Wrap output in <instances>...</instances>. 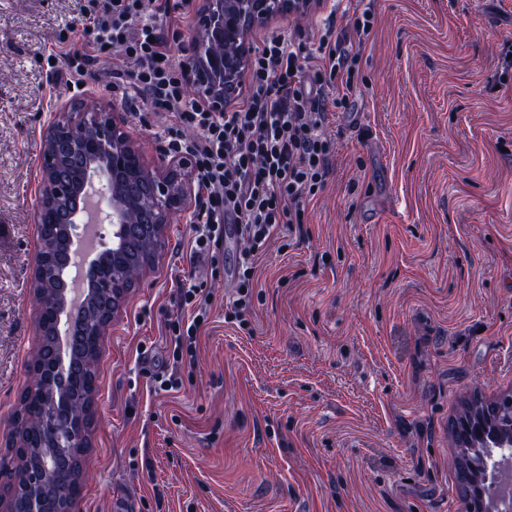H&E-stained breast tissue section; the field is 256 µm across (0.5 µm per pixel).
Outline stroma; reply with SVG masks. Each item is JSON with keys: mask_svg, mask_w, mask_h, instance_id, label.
<instances>
[{"mask_svg": "<svg viewBox=\"0 0 512 512\" xmlns=\"http://www.w3.org/2000/svg\"><path fill=\"white\" fill-rule=\"evenodd\" d=\"M83 3L0 0V455L36 346L43 131L60 105L122 98L104 76L54 85L41 59ZM373 6L362 129L334 118V174L261 262L250 331L214 280L195 364L155 390L192 275L188 213L128 292L73 512H463L448 420L468 391L512 392V0ZM118 117L151 164L171 159L165 119Z\"/></svg>", "mask_w": 512, "mask_h": 512, "instance_id": "1", "label": "stroma"}]
</instances>
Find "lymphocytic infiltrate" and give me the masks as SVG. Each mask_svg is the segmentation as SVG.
<instances>
[{"label":"lymphocytic infiltrate","mask_w":512,"mask_h":512,"mask_svg":"<svg viewBox=\"0 0 512 512\" xmlns=\"http://www.w3.org/2000/svg\"><path fill=\"white\" fill-rule=\"evenodd\" d=\"M145 8V0H99L86 12L82 31L54 37L50 56L59 85L122 57L124 68L112 72L115 85L169 118L170 146L192 164L200 213L189 258L200 274L180 288V314L165 323L177 367L196 359L197 332L212 305L208 279L224 266L230 224L242 250L224 318L248 328L261 297L259 260L283 230L304 224L307 200L333 173L336 138L328 126L358 89L362 47L377 16L364 0H345L340 17H327L322 29L297 25L264 35L251 50L241 102L213 112L185 98L188 71L172 54L171 34L195 11L196 0H161L149 19Z\"/></svg>","instance_id":"1"}]
</instances>
